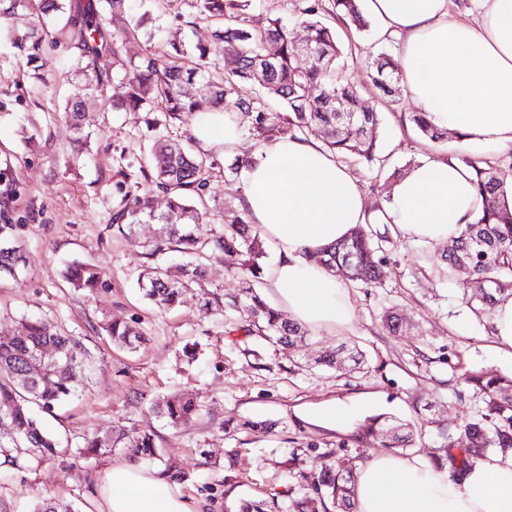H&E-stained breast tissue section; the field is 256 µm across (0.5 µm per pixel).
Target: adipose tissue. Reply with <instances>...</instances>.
I'll return each mask as SVG.
<instances>
[{
	"mask_svg": "<svg viewBox=\"0 0 512 512\" xmlns=\"http://www.w3.org/2000/svg\"><path fill=\"white\" fill-rule=\"evenodd\" d=\"M380 34L397 36L405 91L436 126L468 145L512 149V0H474L462 15L451 0H367ZM478 21H471V14ZM201 149L237 153L241 138L221 113L197 124ZM470 171L453 159L415 166L393 187L387 222L424 242L470 223L480 203ZM244 206L275 251L264 291L313 330L352 323L339 278L316 261L372 215L355 178L314 139L260 143L242 168ZM99 512H203L202 501L172 488L157 471L122 462L97 481ZM356 512H512V456L487 453L461 479L416 455L373 452L360 468Z\"/></svg>",
	"mask_w": 512,
	"mask_h": 512,
	"instance_id": "1",
	"label": "adipose tissue"
}]
</instances>
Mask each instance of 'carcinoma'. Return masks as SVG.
<instances>
[{
    "label": "carcinoma",
    "mask_w": 512,
    "mask_h": 512,
    "mask_svg": "<svg viewBox=\"0 0 512 512\" xmlns=\"http://www.w3.org/2000/svg\"><path fill=\"white\" fill-rule=\"evenodd\" d=\"M38 12L30 11L31 0H9L0 11L3 25L26 55V65L34 78L44 81L40 71L48 64L45 48L62 51L67 71L84 76L69 82L63 112L78 134L87 142L82 129L84 99L113 77H121L124 94L113 101V108L159 109L173 118L179 112L197 111L196 101L184 92V84L198 77L215 110L238 129L263 132L272 137L313 136L339 159L356 156L381 177L384 159L378 155L379 113L358 106L359 94L351 82L349 67L339 64L343 54L335 32L322 21L324 15L366 30L361 0H300L298 21L307 31L314 57L306 67L295 64L298 56L288 24L268 16L252 0H199V14L214 25L213 36L224 42V78L205 79L208 68L206 48L194 47L173 37L167 50H149L138 60L125 62L117 47L119 40L148 33L153 18L131 11L130 0H38ZM367 68L375 89L391 100L400 92L399 64L385 53L368 55ZM344 111H336V102ZM410 122L424 137L443 142L447 130L431 124L426 113L418 112ZM457 161L472 170V182L480 198V209L473 222L451 234L441 249L448 275L457 278L461 299L478 315H490L504 297H512V179L492 160L457 155ZM214 160L192 149L185 142L157 139L141 167L142 182L131 201L112 216L113 232L125 235L144 217L160 224L158 237L148 245L150 258L175 248L187 261L175 266L161 262L143 275L144 296L161 309L179 303L188 291L214 282L220 276L215 266L221 254L244 257L242 273L247 287L229 296L224 308L232 317L224 334L234 337L258 336L266 342L294 348L305 342L308 329L285 320L262 296L248 286L261 275L259 257L263 241L255 232L246 211L220 214L224 225L207 236H198L192 225L208 222L215 213L210 202L215 194L208 179ZM162 192L165 212L156 214L152 192ZM21 194L9 158L0 159V277L15 278L23 265L22 245L12 216ZM388 236L370 224L355 225L347 237L321 251V264L339 278L363 288L382 285ZM67 278L77 288L93 291L101 283L100 272L87 263L69 267ZM382 328L390 336L405 332L396 311L386 312ZM107 333L118 346L136 348L142 342L130 325L113 322ZM347 350L342 344L320 351L316 363L335 367ZM53 352L60 363H71L70 373L55 374L54 363L42 360V353ZM459 384L478 398L477 410L455 431L437 425V453L432 463L449 465L454 475L461 474L473 458L488 452L512 451V376L491 375L472 370L458 376ZM89 353L82 338L61 328L49 330L40 318L25 319L19 335L0 338V421L11 432L0 435V468L21 469L30 460L49 461L60 442L48 434L41 414L59 403L78 397L90 386ZM154 410L169 424H191L201 412V404L189 393L167 396L155 402ZM276 422L247 419L243 430L267 435ZM422 429L413 423H395L389 416L369 417L359 425L355 439H379V447L411 448ZM84 448L95 456L110 455L117 448H128L131 456L153 459L154 434L150 432H108L86 439ZM300 496L279 495L242 499L236 512H355L357 473L352 462L319 455L311 467L296 474ZM34 512H74L73 506L55 498H45Z\"/></svg>",
    "instance_id": "1"
}]
</instances>
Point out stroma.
<instances>
[{
  "mask_svg": "<svg viewBox=\"0 0 512 512\" xmlns=\"http://www.w3.org/2000/svg\"><path fill=\"white\" fill-rule=\"evenodd\" d=\"M144 6L165 30L206 47L207 76L220 79L224 45L213 39L211 24L199 19L196 0H144ZM336 32L354 56L349 69L365 87L364 100L382 120L380 153L387 158L382 177L373 179L357 159L346 162L371 204L414 165L454 156L462 148L456 136L438 144L407 126L418 109L408 95L390 103L366 87L361 59L369 39L341 25ZM59 70V62H52L45 82L34 81L0 35V152L9 153L23 188L15 219L26 258L17 279L0 280V336L16 334L24 319H44L51 329L82 336L96 371L81 399L57 406L46 419L47 428L66 441L57 455L0 478V512H33L49 497L72 503L76 512H98L96 480L107 467L126 461L127 451L88 458L79 448L84 437L112 430L154 431L155 468L187 473L181 491L205 501L207 512H233L239 499L293 486V473L322 453L363 465L376 449L354 440L364 415L427 419L426 434L413 451L431 457L435 423L456 426L475 407L471 394H457V376L466 369L512 374V359L494 354L486 322L461 302L437 243L404 236H393L388 246L382 287L347 285L351 327L311 333L292 355L256 339L243 347L230 345L222 305L202 310V290L187 292L169 309L149 303L137 279L158 226L148 221L121 236L112 231V213L138 180L154 138L185 140L198 115L182 113L169 122L163 113L143 108L113 110V98L123 92L116 82L86 97L83 130L89 139L78 154L76 133L62 112L68 83ZM213 157V207L239 209L243 187L241 180L228 178L232 159L220 151ZM74 260L93 264L101 287L73 288L63 272ZM392 306L406 322L405 335L391 337L381 329V317ZM115 321L134 327L144 343L134 350L114 345L106 326ZM342 343L363 351L364 368L349 360L335 368L315 365L318 350ZM183 392L197 396L203 411L191 425L175 428L153 412L152 404ZM325 404H358L363 413L333 422L312 420ZM246 419H269L278 427L266 436L225 432V423Z\"/></svg>",
  "mask_w": 512,
  "mask_h": 512,
  "instance_id": "35a3bbf8",
  "label": "stroma"
}]
</instances>
